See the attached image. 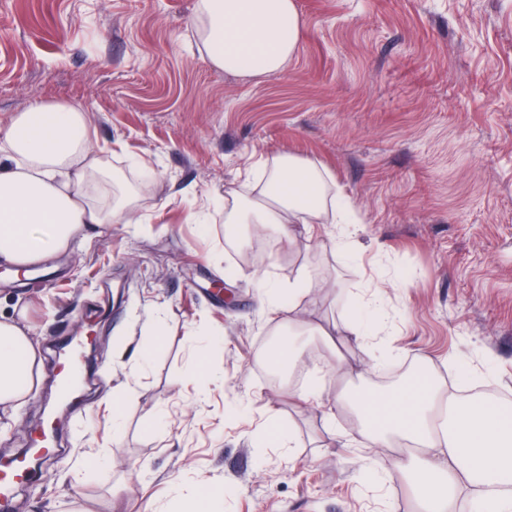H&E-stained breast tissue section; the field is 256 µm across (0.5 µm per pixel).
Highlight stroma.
<instances>
[{"label":"stroma","instance_id":"35a3bbf8","mask_svg":"<svg viewBox=\"0 0 512 512\" xmlns=\"http://www.w3.org/2000/svg\"><path fill=\"white\" fill-rule=\"evenodd\" d=\"M295 2L294 55L252 77L204 58L196 0H0V127L34 104L81 103L113 177L102 198L152 173L135 223L90 231L49 261L59 278L16 280L0 262V320L32 328L43 376L0 417V458L42 426L55 338L92 333L97 367L87 410L60 413L63 448L12 512H187L201 484L223 488L224 512H419L397 450L367 447L337 409L331 368L383 395L406 367L464 396L512 394V0ZM284 154L328 169L350 199L348 254L332 224L254 262L231 247L225 193L259 194L263 163ZM303 275L328 286L298 311L337 335L362 301L382 307L364 349L289 334L324 389L298 410L258 363L266 336L289 333L259 285ZM199 351L203 396L187 374ZM272 408L303 447L264 439ZM329 415L346 442L326 435Z\"/></svg>","mask_w":512,"mask_h":512}]
</instances>
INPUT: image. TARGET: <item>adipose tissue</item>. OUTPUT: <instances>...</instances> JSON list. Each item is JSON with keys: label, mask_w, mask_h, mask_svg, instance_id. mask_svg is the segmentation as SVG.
I'll list each match as a JSON object with an SVG mask.
<instances>
[{"label": "adipose tissue", "mask_w": 512, "mask_h": 512, "mask_svg": "<svg viewBox=\"0 0 512 512\" xmlns=\"http://www.w3.org/2000/svg\"><path fill=\"white\" fill-rule=\"evenodd\" d=\"M198 32L210 63L247 76H272L297 48L299 15L295 0H197ZM90 112L82 105L38 104L16 113L0 128V261L15 274L57 254L74 251L88 227L129 224L127 196L107 205L93 200L106 170L95 157ZM324 174L300 158L278 157L258 199L224 197L228 224H268L276 243L293 246L296 227L320 223L333 211L350 224L340 195H329ZM41 358L30 329L0 320V411L16 413L40 376ZM440 388L429 378L412 379L389 395L337 392L351 402L369 446L404 442L436 448L444 462L422 459L415 494L423 512H453L452 489L459 480L490 487L483 512H512V492L499 491L512 474V416L483 402L457 403L452 429L434 422Z\"/></svg>", "instance_id": "adipose-tissue-1"}]
</instances>
